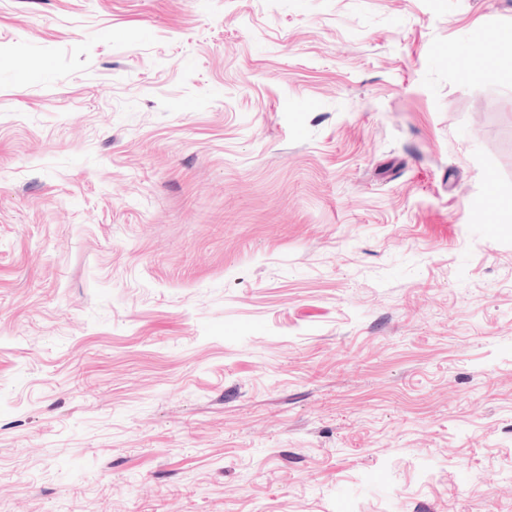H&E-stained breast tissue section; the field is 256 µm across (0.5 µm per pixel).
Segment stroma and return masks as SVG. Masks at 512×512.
<instances>
[{
    "mask_svg": "<svg viewBox=\"0 0 512 512\" xmlns=\"http://www.w3.org/2000/svg\"><path fill=\"white\" fill-rule=\"evenodd\" d=\"M512 0H0V512H512Z\"/></svg>",
    "mask_w": 512,
    "mask_h": 512,
    "instance_id": "stroma-1",
    "label": "stroma"
}]
</instances>
